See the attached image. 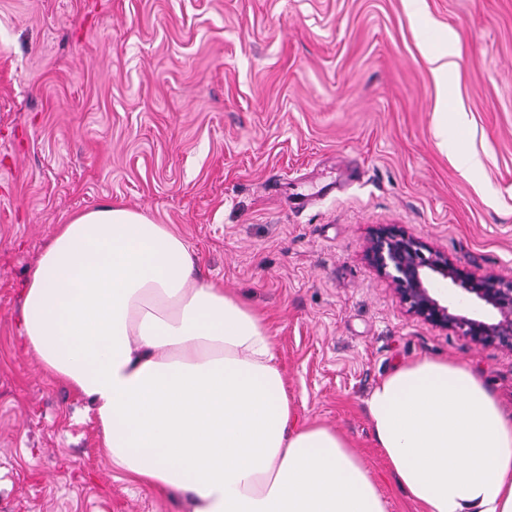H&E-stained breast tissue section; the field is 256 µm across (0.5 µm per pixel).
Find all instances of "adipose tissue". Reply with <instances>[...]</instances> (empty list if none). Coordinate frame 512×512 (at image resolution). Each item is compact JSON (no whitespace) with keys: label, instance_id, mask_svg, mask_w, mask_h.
I'll list each match as a JSON object with an SVG mask.
<instances>
[{"label":"adipose tissue","instance_id":"1","mask_svg":"<svg viewBox=\"0 0 512 512\" xmlns=\"http://www.w3.org/2000/svg\"><path fill=\"white\" fill-rule=\"evenodd\" d=\"M20 334L88 398L113 467L187 512H387L347 436L299 422L265 317L200 278L169 225L112 205L58 225ZM365 409L423 512H512V411L472 368L401 364Z\"/></svg>","mask_w":512,"mask_h":512}]
</instances>
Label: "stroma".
Segmentation results:
<instances>
[{"instance_id": "obj_1", "label": "stroma", "mask_w": 512, "mask_h": 512, "mask_svg": "<svg viewBox=\"0 0 512 512\" xmlns=\"http://www.w3.org/2000/svg\"><path fill=\"white\" fill-rule=\"evenodd\" d=\"M452 32L445 151L428 57ZM106 204L267 318L300 421L351 440L388 512H421L365 412L396 365H470L512 408V351L408 315L365 257L393 225L512 280V0H0V512H183L20 335L56 225Z\"/></svg>"}]
</instances>
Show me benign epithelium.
<instances>
[{
    "label": "benign epithelium",
    "mask_w": 512,
    "mask_h": 512,
    "mask_svg": "<svg viewBox=\"0 0 512 512\" xmlns=\"http://www.w3.org/2000/svg\"><path fill=\"white\" fill-rule=\"evenodd\" d=\"M365 255L390 281L410 315L477 345H498L512 351V280L493 273L469 272L422 238L394 226L378 228ZM436 281L459 287L463 298L481 302L495 312V317L485 320L463 313L457 304L434 291Z\"/></svg>",
    "instance_id": "benign-epithelium-1"
}]
</instances>
